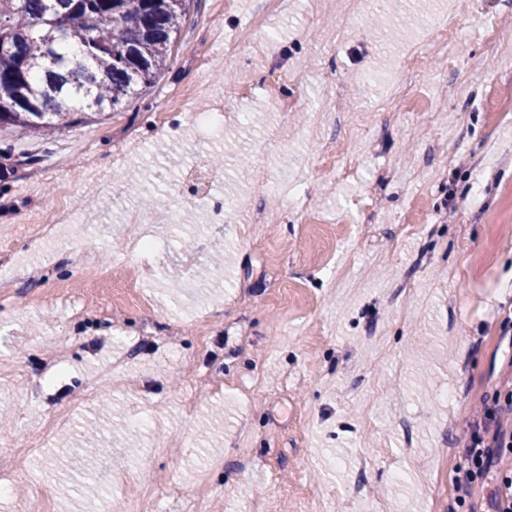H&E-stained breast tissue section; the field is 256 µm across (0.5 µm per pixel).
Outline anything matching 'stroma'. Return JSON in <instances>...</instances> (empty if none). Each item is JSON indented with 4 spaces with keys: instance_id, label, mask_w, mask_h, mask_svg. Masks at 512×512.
<instances>
[{
    "instance_id": "obj_1",
    "label": "stroma",
    "mask_w": 512,
    "mask_h": 512,
    "mask_svg": "<svg viewBox=\"0 0 512 512\" xmlns=\"http://www.w3.org/2000/svg\"><path fill=\"white\" fill-rule=\"evenodd\" d=\"M510 22L512 0H187L170 62L121 109L48 139L15 131L34 160L0 157V242L16 243L0 265V469L27 475L0 512L37 487L44 512H122L148 487L156 512H194L202 484L206 512H310L316 493L323 512H493L512 453L468 504L456 481L474 406L512 391ZM276 71L300 78L286 122ZM395 83L410 89L393 109ZM216 95L213 196L175 204L167 184L202 150L185 115ZM331 141L352 179L322 166ZM90 158L118 171L85 201L96 223L27 244L24 220L81 192ZM142 187L164 202L150 214L166 249L146 304L118 248ZM216 196L232 203L220 224Z\"/></svg>"
}]
</instances>
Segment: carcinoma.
<instances>
[{
  "mask_svg": "<svg viewBox=\"0 0 512 512\" xmlns=\"http://www.w3.org/2000/svg\"><path fill=\"white\" fill-rule=\"evenodd\" d=\"M186 0H0V133L114 110L171 57Z\"/></svg>",
  "mask_w": 512,
  "mask_h": 512,
  "instance_id": "obj_1",
  "label": "carcinoma"
}]
</instances>
